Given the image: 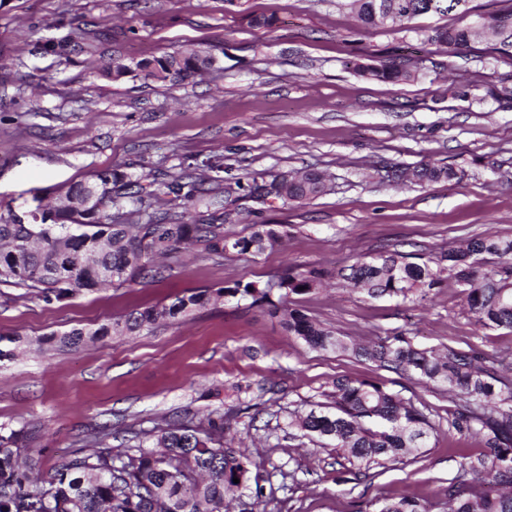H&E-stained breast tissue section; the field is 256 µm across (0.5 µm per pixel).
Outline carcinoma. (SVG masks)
Masks as SVG:
<instances>
[{
	"instance_id": "cac0c4a2",
	"label": "carcinoma",
	"mask_w": 512,
	"mask_h": 512,
	"mask_svg": "<svg viewBox=\"0 0 512 512\" xmlns=\"http://www.w3.org/2000/svg\"><path fill=\"white\" fill-rule=\"evenodd\" d=\"M364 27H400L419 16L426 0H349ZM439 14L459 11L468 18L469 0H440ZM480 26L458 23L437 27L427 41L450 56L475 51L481 33L491 36L486 51L512 64V4L478 16ZM209 54H169L128 65L117 62L107 75L118 80L137 72L165 82L196 77L211 69ZM410 58L375 65L354 63L361 75L389 82L415 78ZM323 175L315 170L286 172L272 187L252 185L249 195L262 192L285 203L319 195ZM458 172L448 166L420 167V182H452ZM155 181L132 178L118 171L97 172L70 184L59 202L40 216L21 223L6 206L0 212V284L27 288L46 301L64 300L101 288H120L149 273L157 277L180 252L206 258L259 254L280 246L284 233L276 224H255L247 236H224L233 222L223 212L207 224H185L167 215L141 221V207L156 196ZM169 193L187 200L204 192L190 175L171 177ZM495 255L499 266L477 275L476 257ZM337 276L374 296L410 299L440 286L443 277L464 287L469 311L487 328L512 330V239L475 237L466 248L439 255L384 252L358 261ZM325 278L319 269L290 268L265 281L233 287L199 288L176 298L113 319L97 328H73L40 340L47 347L78 349L106 336H128L162 322L185 317L216 305L226 297L250 301L252 307H276L272 296L309 293ZM288 332L316 351L352 353L378 366L414 374L420 380L448 388L455 409L448 427L474 436L487 452L468 456L448 482L443 512H512V379L504 380L480 351L442 352L414 347L402 336L374 345H349L331 328L297 310H282ZM232 411L196 423L190 414L165 417L149 429L133 433L134 444L117 450L112 429L99 428L87 444L61 461L46 476L21 458V450L36 441L42 425L0 423V512H232L235 494L248 486L252 461L224 449V429ZM288 426L310 438L324 439L353 467L365 474L376 465L413 454L436 430L429 408L405 401L385 385L367 380H336L332 402L291 415ZM239 482H233V479ZM356 512H431L419 501L385 498L368 501Z\"/></svg>"
}]
</instances>
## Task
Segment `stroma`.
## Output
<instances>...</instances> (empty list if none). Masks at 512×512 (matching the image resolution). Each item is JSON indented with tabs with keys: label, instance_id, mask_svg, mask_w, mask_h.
I'll return each instance as SVG.
<instances>
[{
	"label": "stroma",
	"instance_id": "obj_1",
	"mask_svg": "<svg viewBox=\"0 0 512 512\" xmlns=\"http://www.w3.org/2000/svg\"><path fill=\"white\" fill-rule=\"evenodd\" d=\"M275 16L274 29L252 26ZM456 13L427 14L405 28L362 27L346 0H0V205L35 207L103 170L133 176H211L234 221L230 236L278 224L281 250L221 261L187 258L163 276L47 302L0 285V335L27 341L0 360V423L46 428L26 456L40 471L82 446L102 425L120 437L148 419L234 409L225 447L248 449L261 493L241 512H355L362 499L410 497L442 504L465 455L482 453L449 429L453 398L442 388L352 355L315 351L280 317L229 299L139 335L106 337L78 350L40 353L35 342L159 303L195 288L263 281L286 267L335 271L379 253H438L471 237L512 238V65L483 51L426 53L431 29ZM187 49L216 58L210 74L165 83L115 81L101 63H131ZM418 60L414 80L384 82L352 66ZM453 167L459 180L393 184L398 166ZM314 169L326 192L304 204L251 198L247 186ZM287 306L365 343L402 336L441 351L475 347L512 362V330L482 327L444 281L424 299L371 297L328 279ZM384 383L430 406L437 433L422 453L373 467L355 480L335 451L289 429L291 412L330 400L336 377Z\"/></svg>",
	"mask_w": 512,
	"mask_h": 512
}]
</instances>
